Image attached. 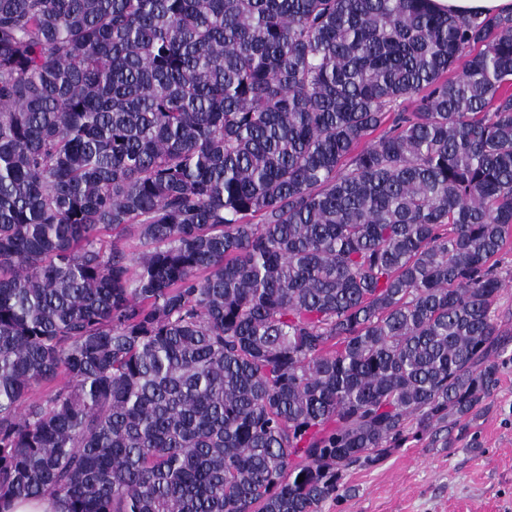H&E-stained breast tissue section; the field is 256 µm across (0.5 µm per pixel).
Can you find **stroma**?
I'll use <instances>...</instances> for the list:
<instances>
[{"mask_svg": "<svg viewBox=\"0 0 512 512\" xmlns=\"http://www.w3.org/2000/svg\"><path fill=\"white\" fill-rule=\"evenodd\" d=\"M504 356L497 389L450 447L413 439L349 470L351 494L324 512H512V344Z\"/></svg>", "mask_w": 512, "mask_h": 512, "instance_id": "1", "label": "stroma"}]
</instances>
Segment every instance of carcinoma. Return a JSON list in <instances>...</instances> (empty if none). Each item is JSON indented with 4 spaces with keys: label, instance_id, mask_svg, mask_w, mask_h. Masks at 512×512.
Returning a JSON list of instances; mask_svg holds the SVG:
<instances>
[{
    "label": "carcinoma",
    "instance_id": "carcinoma-1",
    "mask_svg": "<svg viewBox=\"0 0 512 512\" xmlns=\"http://www.w3.org/2000/svg\"><path fill=\"white\" fill-rule=\"evenodd\" d=\"M511 84L512 15L431 0H0V512H323L448 445ZM63 505L49 497L38 500L15 499L10 506L9 512H63Z\"/></svg>",
    "mask_w": 512,
    "mask_h": 512
}]
</instances>
